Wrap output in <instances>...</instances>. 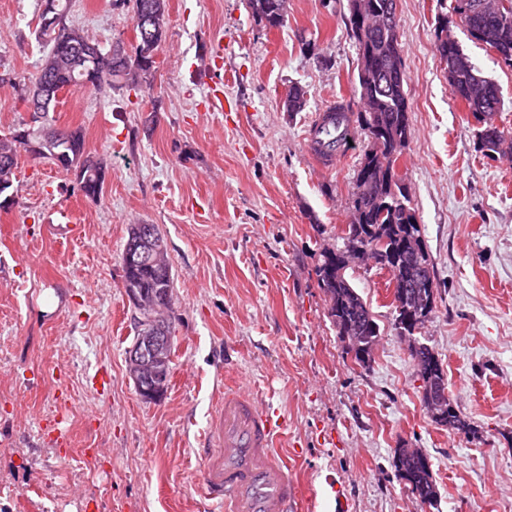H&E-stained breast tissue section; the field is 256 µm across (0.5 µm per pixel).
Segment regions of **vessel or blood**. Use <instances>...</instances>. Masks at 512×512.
Returning <instances> with one entry per match:
<instances>
[{
    "label": "vessel or blood",
    "instance_id": "b4317fda",
    "mask_svg": "<svg viewBox=\"0 0 512 512\" xmlns=\"http://www.w3.org/2000/svg\"><path fill=\"white\" fill-rule=\"evenodd\" d=\"M284 427V417L251 390L225 383L211 424L212 436L222 443L223 463L208 483L224 512H294L299 483L275 448Z\"/></svg>",
    "mask_w": 512,
    "mask_h": 512
}]
</instances>
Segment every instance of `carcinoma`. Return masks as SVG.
<instances>
[{"mask_svg": "<svg viewBox=\"0 0 512 512\" xmlns=\"http://www.w3.org/2000/svg\"><path fill=\"white\" fill-rule=\"evenodd\" d=\"M56 2V25L62 30L61 40L50 41L51 48L42 59L38 70L27 78L25 95L40 112L30 133V141L38 147L34 160H48L57 167L72 171L81 191L88 198L97 200L103 192L107 165L85 153L84 137L80 129L57 133L48 126L51 106L57 98L41 95L42 85L52 91L92 87L99 91L112 89L120 79L148 78L155 68L154 57L166 36V0H131L133 21L137 31L133 47L136 59L125 55L121 44L108 51L97 50L95 57L78 59V50L90 46L80 30L66 22L69 0ZM368 10L369 32L356 38L358 61H368L376 66V79L370 86L358 82L357 90L363 110L377 115V125L361 124L367 143L364 147L360 169H374L378 178L368 201L352 198V210L359 212L358 229L348 226L342 247L344 252L372 251L379 246L393 251L408 238L421 237L415 210L396 177L397 158L386 152L385 145L391 138L406 143L411 136L409 101L405 87L406 76L398 72L385 56V51L398 38L399 19L396 0H361ZM253 15L268 28L283 26L287 0H248ZM453 13L469 35L490 50L502 54V60L512 65V0H455ZM440 60L454 69L455 81L451 95L462 101L467 110L481 124L478 139L487 157L512 152V140L495 123L500 111L501 97L497 84L482 75L479 68L451 38L438 39ZM306 100L303 90L294 86L288 91L286 111L300 112ZM349 123L347 109L338 104L326 110L322 123L313 131L319 153L327 158L336 146V130L340 123ZM29 149L18 140L0 136V196L13 185L20 152ZM124 288H137L143 295L170 302L174 283L171 262L158 267L149 265L133 268L123 265ZM328 302V315L334 326L344 321L354 322L368 343L374 342L380 326L357 290L349 283H340L324 289ZM420 365L431 378L444 382L442 363L426 344L418 351ZM408 479L421 491L427 503L437 498V488L432 471L420 459L406 462Z\"/></svg>", "mask_w": 512, "mask_h": 512, "instance_id": "carcinoma-1", "label": "carcinoma"}]
</instances>
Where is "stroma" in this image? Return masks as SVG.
I'll use <instances>...</instances> for the list:
<instances>
[{
	"instance_id": "obj_1",
	"label": "stroma",
	"mask_w": 512,
	"mask_h": 512,
	"mask_svg": "<svg viewBox=\"0 0 512 512\" xmlns=\"http://www.w3.org/2000/svg\"><path fill=\"white\" fill-rule=\"evenodd\" d=\"M67 22L101 49L135 44L127 10L73 0ZM451 0H397L411 136L398 172L431 256L436 307L420 339L438 356L463 430L436 425L394 328L389 274L347 276L381 328L367 366L346 354L318 285L342 247L363 155L309 148L318 113L358 119L349 0H288L265 27L248 0H167L148 80L61 94L56 128L103 159L100 200L73 173L20 157L0 209V512H222L206 477L221 455L210 419L231 380L284 415L276 445L314 512H512V155L489 158L448 86L437 18L501 92L512 137V66L473 39ZM40 0H0V134L26 120L11 80L35 73ZM306 92L290 112L291 86ZM154 224L175 271L170 384L142 399L129 376L133 306L121 253ZM423 450L438 490L421 505L393 465Z\"/></svg>"
}]
</instances>
